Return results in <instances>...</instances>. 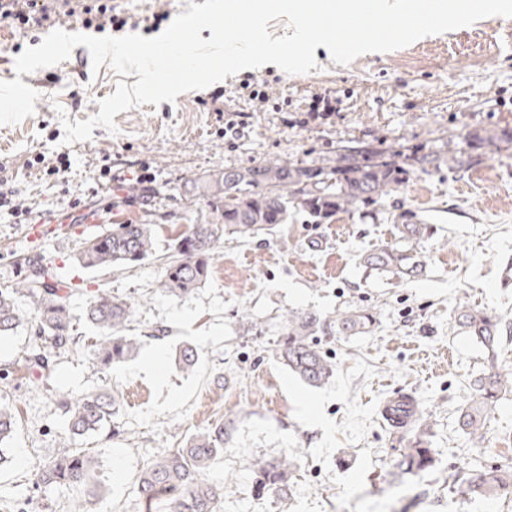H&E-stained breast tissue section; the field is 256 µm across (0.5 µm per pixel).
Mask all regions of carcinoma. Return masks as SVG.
Instances as JSON below:
<instances>
[{"mask_svg":"<svg viewBox=\"0 0 512 512\" xmlns=\"http://www.w3.org/2000/svg\"><path fill=\"white\" fill-rule=\"evenodd\" d=\"M460 142L443 149L431 146L379 147L358 142L336 148L335 156L317 164L286 159H266L251 167H226L190 182L188 192L208 199L210 211L203 224H190L174 245V255L159 281L160 291L171 296L191 293L205 282L211 262L224 234L250 239L288 223V216L302 214L312 224H330L339 214H377L382 203L395 193L416 169L442 167L463 169L476 163L486 151L506 142L512 131H469ZM397 234L391 243L358 255L365 270L398 281L415 278L425 265L417 251L429 235L430 225L414 224L405 214L396 217ZM154 255V233L150 224H114L89 238L78 253V264L87 270L134 268ZM33 301L40 343L26 350L24 363L32 373L51 377L53 358L75 345L73 317L61 281L53 270L36 259L20 263V279L0 289V336H7L21 322L18 299ZM86 322L100 333L95 353L98 363L109 368L132 357L139 340L126 335L134 316L129 301L112 295L107 288L90 292L85 306ZM375 323L369 308L341 312L336 324L342 330L367 332ZM457 329L488 350L500 336L499 318L483 309L463 306L456 314ZM322 320L310 310L290 311L284 339L276 350L283 364L310 387L331 380L335 365L320 350L314 336ZM470 401L458 417L462 431L474 433L483 427L501 394L512 391V372L492 369L470 384ZM59 405L68 418L70 434L80 436L111 427L115 402L107 392L91 391L76 396L62 395ZM17 425L16 413L0 406V444L9 440ZM398 434L401 459L398 466L407 473L436 466L427 440L429 424L425 411L414 404L411 415L390 423ZM231 436L227 424L216 426L191 438L186 448L161 451L136 480L137 494L146 512H220L224 484L207 478L206 472L224 452ZM300 468L295 458L257 459L251 464L259 490L284 494L288 479ZM512 480V473L497 467H474L464 472L463 483L477 497L490 498ZM32 481L38 488H77L90 499L100 496L94 458L80 448L63 444L56 456L34 469Z\"/></svg>","mask_w":512,"mask_h":512,"instance_id":"cac0c4a2","label":"carcinoma"}]
</instances>
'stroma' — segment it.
Wrapping results in <instances>:
<instances>
[{
	"instance_id": "35a3bbf8",
	"label": "stroma",
	"mask_w": 512,
	"mask_h": 512,
	"mask_svg": "<svg viewBox=\"0 0 512 512\" xmlns=\"http://www.w3.org/2000/svg\"><path fill=\"white\" fill-rule=\"evenodd\" d=\"M132 16L127 33L160 34L154 16L174 19L188 0H112ZM41 31L19 34L0 24V80H14L21 49L38 46ZM310 73L289 75L268 64L226 77L221 86L189 91L175 102L118 113L117 133L64 144L69 121L98 114L99 100L116 90L108 66L93 69L85 46L58 65V80L38 87L34 113L0 127V162L24 211L0 208V288L13 285L17 261L53 263L77 277L70 305L79 342L61 353L52 380L20 366L36 339L33 304L25 321L0 338V365H12L6 404L20 424L0 463V512H67L77 490L35 488L31 470L61 441L94 455L101 494L89 512H144L136 478L165 448L182 447L198 432L232 422L231 441L209 471L225 482L221 512H512V488L479 498L453 481L454 472L498 464L512 470V393L502 395L483 428L464 434L458 424L470 384L490 369H512V145L469 168L417 171L393 195L400 211L431 225L420 250L422 276L399 283L366 272L358 254L393 241L394 214L372 219L342 215L311 224L296 215L285 226L249 240L223 235L208 279L192 293H161V259L175 237L209 211L206 198L185 192L189 180L226 166L250 167L279 155L324 161L353 140L434 144L468 130L512 129V17L490 16L387 53H368L347 65L319 50ZM268 89L282 111L259 108L251 89ZM339 100L329 120L306 115L315 95ZM222 95L224 111L243 113L240 138H224L223 113L205 99ZM68 155L61 180L47 168ZM147 166L151 184L137 182ZM125 181L113 182L115 173ZM100 221L87 223L88 214ZM155 227V255L126 270L87 271L76 262L85 240L117 222ZM103 287L136 303L130 335L137 357L105 369L94 355L97 334L84 319L90 290ZM465 304L496 314L506 331L495 353L459 334ZM372 307L374 326L342 332L336 316ZM312 310L324 322L316 340L336 365L331 382L305 385L278 359L281 322L289 311ZM196 347L193 370L178 365L183 345ZM110 391L117 406L111 433L70 436L59 392ZM411 395L428 414L434 469L401 473L397 437L380 410L389 397ZM295 457L300 469L284 495L260 494L250 463Z\"/></svg>"
}]
</instances>
